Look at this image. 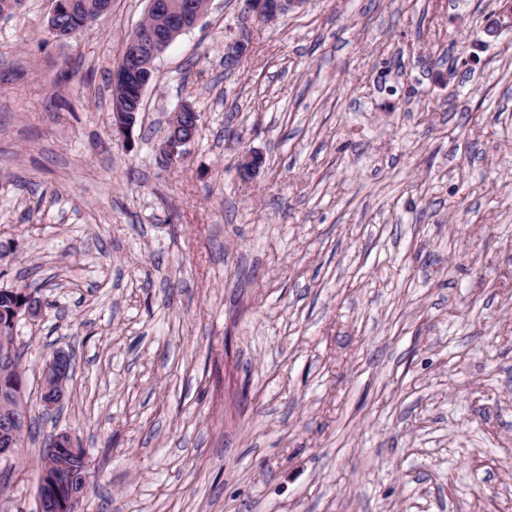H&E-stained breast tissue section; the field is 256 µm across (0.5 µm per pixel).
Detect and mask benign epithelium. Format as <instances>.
Returning <instances> with one entry per match:
<instances>
[{"label":"benign epithelium","mask_w":512,"mask_h":512,"mask_svg":"<svg viewBox=\"0 0 512 512\" xmlns=\"http://www.w3.org/2000/svg\"><path fill=\"white\" fill-rule=\"evenodd\" d=\"M303 0H245V10L257 18L268 15L278 16L299 6ZM148 11L155 16V25L148 28L136 27L132 43L137 51L125 58L112 71V84L126 88L138 85V96L129 100L130 112H117L112 118V132L127 141L132 136L136 111L142 106L143 92L150 83L149 73L153 70L155 58L178 36L190 29L202 16L189 0H148ZM193 111L188 105L181 106L173 113L168 133L159 148L160 156L172 163L183 153V147L195 137L193 127L186 121L187 113ZM259 157L244 153L238 159V171L244 177L254 175L260 168ZM14 299L10 311L8 332L0 336V460H9L16 455V443L22 434L24 417L28 410L25 382L13 376V351L16 346L14 329L17 321L24 317L37 320L43 316L44 302L29 288L11 289ZM71 357L60 351L45 362L42 379V403L52 409L66 397L64 378L68 372ZM59 448L68 456V461L48 460L43 464V480L39 491L40 512H81L86 482L75 478L62 489L56 482L57 470L67 462L72 466L85 467V455L77 448L71 433L56 434Z\"/></svg>","instance_id":"1"}]
</instances>
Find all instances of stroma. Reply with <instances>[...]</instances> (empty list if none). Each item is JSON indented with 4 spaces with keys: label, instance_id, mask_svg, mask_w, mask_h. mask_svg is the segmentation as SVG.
I'll return each instance as SVG.
<instances>
[{
    "label": "stroma",
    "instance_id": "35a3bbf8",
    "mask_svg": "<svg viewBox=\"0 0 512 512\" xmlns=\"http://www.w3.org/2000/svg\"><path fill=\"white\" fill-rule=\"evenodd\" d=\"M500 6L304 0L260 25L211 0L127 142L112 70L147 0L65 39L51 0L0 17V287L46 303L16 326L35 425L0 461V512H39L61 431L87 455L82 512H512ZM185 102L200 128L168 164ZM194 109L189 105H182L173 113L169 122L168 133L159 148L160 156L167 162L172 163L183 153L182 148L191 143L199 130L200 116L196 118L195 134L193 127L185 120L187 113ZM71 357L60 351L46 360L42 379V403L46 409H52L61 404L66 397L64 378L68 372Z\"/></svg>",
    "mask_w": 512,
    "mask_h": 512
}]
</instances>
